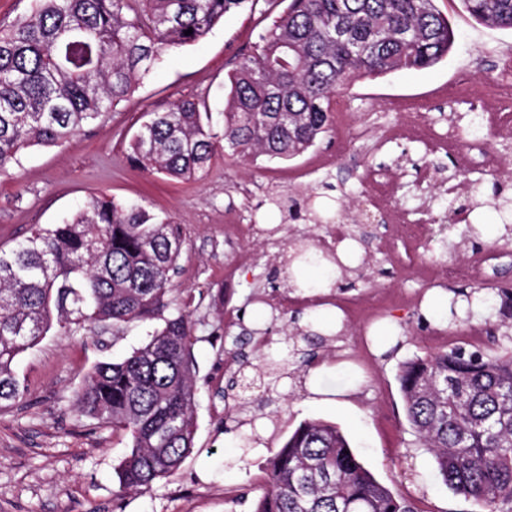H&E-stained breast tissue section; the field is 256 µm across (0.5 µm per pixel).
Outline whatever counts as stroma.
<instances>
[{"label": "stroma", "mask_w": 512, "mask_h": 512, "mask_svg": "<svg viewBox=\"0 0 512 512\" xmlns=\"http://www.w3.org/2000/svg\"><path fill=\"white\" fill-rule=\"evenodd\" d=\"M452 26L456 42L447 59L423 69L362 80L341 94L347 104L343 120L359 128L372 120L396 122L397 102L425 107L438 126L459 133L470 156L480 146L496 148L501 171L488 175L473 168L469 177L497 185L512 198V140L493 129L471 128L474 116L449 91L461 77L497 82L501 55L512 54V31L483 26L466 13L460 0H435ZM282 0H258L256 6L227 14L197 45L168 53L139 82L126 103L104 122L83 131L59 147L27 150L20 167L0 176V245L12 247L37 224H58L83 207L91 195L104 194L163 212L180 224L183 246L176 296L187 303L197 324L194 346L198 363L195 448L180 471L159 481L145 495L115 499V469L125 453L121 436L74 411L72 398L88 370L99 361L118 359L147 339L145 328L125 335L71 336L50 330L17 360L14 370L27 388L25 399L0 410V512H253L264 490L258 475L271 452L280 448L301 422L320 419L340 429L361 463L382 484L414 502L418 512H483L437 477L432 456L416 439L404 414L396 380L400 362L437 353L433 333L460 346L465 336L480 332L484 343L504 334L498 310L490 320L459 322L427 317L433 290H448L446 278L421 281L413 271H399L385 248L383 216L362 219L357 252L372 271L357 281L355 291L422 293L418 303L385 308L380 322L388 336H371L365 366L348 362L360 324L329 327L335 342L316 346L319 362L302 366L299 382L284 380L281 395L266 406L258 420V448L241 455L240 434L224 428V409L231 405L224 386L236 368L224 339L239 334L238 324H226L225 309L256 319L258 294L275 297L289 291L288 243L299 235L313 236L317 226L288 219L285 201L294 197L335 215L337 223L360 216L367 185L361 180L368 166L389 169L398 204L433 212L437 224L421 250V259L438 267L471 254L464 244V225L448 221L449 184L459 171L451 158L431 155L410 140L369 148L357 139L339 140L329 132L303 155L289 160L230 156L217 152L195 180L174 181L136 168L127 144L146 113L166 111L188 97L205 98L215 133L224 129V82L230 70L253 51L262 28L283 10ZM335 157L336 168L318 169L320 159ZM252 224L256 231L244 241L225 233V223ZM275 287H267L269 273Z\"/></svg>", "instance_id": "stroma-1"}]
</instances>
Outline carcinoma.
Masks as SVG:
<instances>
[{
    "label": "carcinoma",
    "mask_w": 512,
    "mask_h": 512,
    "mask_svg": "<svg viewBox=\"0 0 512 512\" xmlns=\"http://www.w3.org/2000/svg\"><path fill=\"white\" fill-rule=\"evenodd\" d=\"M258 0H33L0 25V175L32 147H56L102 122L131 99L139 77L166 52L203 40L230 12ZM477 22L512 30V0H460ZM192 30L187 35L185 31ZM454 33L435 0H289L261 34L256 52L229 76L224 133L206 101L184 98L150 112L133 135L138 168L174 180L202 172L222 150L291 160L332 127L331 103L360 79L424 69L448 56ZM292 221L312 217L288 200ZM182 230L167 214L94 194L60 224L37 225L13 248L0 247V408L27 389L14 360L52 328L124 335L161 326L118 361L96 363L72 399L81 415L127 437L116 498L146 494L176 474L195 448L194 408L200 340L186 304L173 295ZM297 286L336 283V265L306 243L296 250ZM512 308V286L482 295ZM292 328L259 363L236 352L244 403L278 381L274 367L305 358ZM406 419L432 455L443 484L484 506L512 512V336L501 353L454 346L398 366ZM254 512H418L364 467L329 422H301L264 466Z\"/></svg>",
    "instance_id": "carcinoma-1"
}]
</instances>
